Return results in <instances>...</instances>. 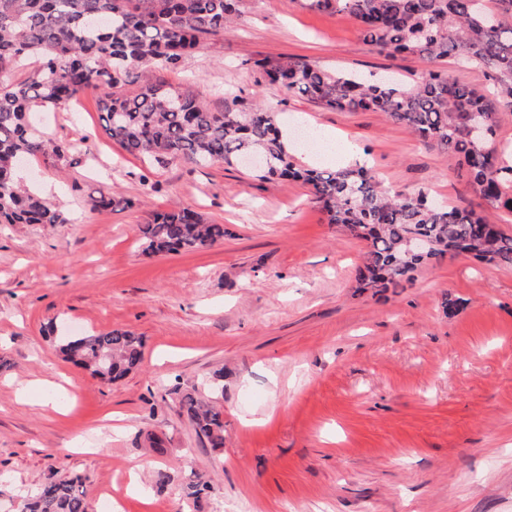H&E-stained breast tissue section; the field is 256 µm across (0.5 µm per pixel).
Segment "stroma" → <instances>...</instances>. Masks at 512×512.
<instances>
[{
    "label": "stroma",
    "mask_w": 512,
    "mask_h": 512,
    "mask_svg": "<svg viewBox=\"0 0 512 512\" xmlns=\"http://www.w3.org/2000/svg\"><path fill=\"white\" fill-rule=\"evenodd\" d=\"M286 57L369 79L408 82L437 66L484 81L453 59L380 54L354 19L298 0H242L223 35L178 69L145 67L130 81L194 83L217 111L260 103L283 130L301 123L350 146L387 191L474 202L446 155L384 113L332 110L268 84L256 61ZM29 120L72 149L18 169L64 223L0 224V357L10 363L0 512L13 486L71 472L93 506L122 492V512H512V267L447 257L375 296L354 280L364 241L326 223L307 186L128 154L103 132L91 88ZM102 193L134 205L92 209ZM175 206L223 225V241L142 254L140 224ZM64 320L142 336L139 368L105 384L62 359L47 329ZM218 371L216 451L180 416L176 393ZM195 473L210 484L199 511L186 490Z\"/></svg>",
    "instance_id": "1"
}]
</instances>
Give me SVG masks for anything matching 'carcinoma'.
<instances>
[{
	"label": "carcinoma",
	"instance_id": "cac0c4a2",
	"mask_svg": "<svg viewBox=\"0 0 512 512\" xmlns=\"http://www.w3.org/2000/svg\"><path fill=\"white\" fill-rule=\"evenodd\" d=\"M242 0H0V73L38 66L17 81L0 78V224H63L47 201L23 189L15 169L31 157L62 159L68 148L37 135L27 122L35 107L66 106L89 87L101 93L107 136L127 153L158 165H198L265 158L260 178L309 186L312 200L351 235L368 242L355 280L361 288H402L417 270L446 256L512 267V234L473 208L436 206L425 193H387L364 165L308 169L288 152L276 113L259 105L216 112L189 89L145 82L125 89L148 64L173 69L217 35ZM302 5L356 20L364 40L387 55L448 57L483 69L484 83H460L431 70L410 84L365 82L302 59L255 65L269 81L340 111L383 112L448 155L483 202L512 214V144L497 141L501 113L512 112V0H302ZM496 100L500 109L491 106ZM98 210L131 202L102 194ZM224 240V225L189 208L155 211L141 227L142 252H197ZM62 357L100 379L116 381L142 360V338L114 329L56 337ZM179 411L209 447H224V414L193 393ZM20 512H93L77 476H52L20 497Z\"/></svg>",
	"mask_w": 512,
	"mask_h": 512
}]
</instances>
